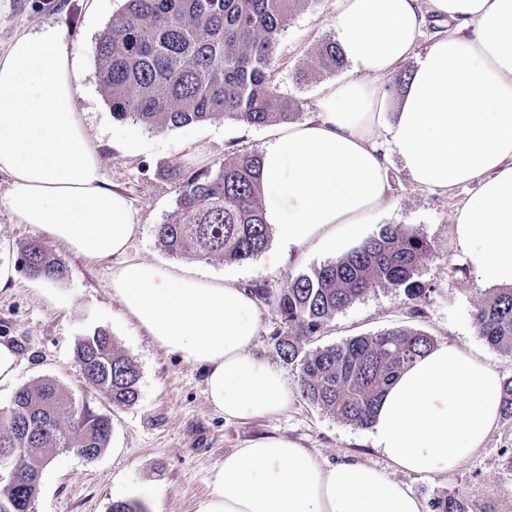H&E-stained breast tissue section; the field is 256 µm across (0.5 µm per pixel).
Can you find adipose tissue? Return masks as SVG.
Listing matches in <instances>:
<instances>
[{"label": "adipose tissue", "mask_w": 512, "mask_h": 512, "mask_svg": "<svg viewBox=\"0 0 512 512\" xmlns=\"http://www.w3.org/2000/svg\"><path fill=\"white\" fill-rule=\"evenodd\" d=\"M420 2L338 0L333 25L349 74L320 89L313 119L278 130L264 148L266 221L289 254L335 249L382 210L395 156L421 187L468 188L453 214L454 249L483 287H512V0ZM432 16L448 34L415 55ZM411 58V78L390 100L379 80ZM81 78L59 25L22 33L0 54V206L98 263L127 250L135 224L78 112ZM110 288L155 344L204 371L225 419L292 403L283 373L252 353L264 310L233 281L128 261ZM500 414L499 371L444 342L376 408L371 436L389 470L328 465L293 439L266 436L225 455L197 512H425L393 472L457 470Z\"/></svg>", "instance_id": "ef3b65f1"}]
</instances>
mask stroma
<instances>
[{"mask_svg":"<svg viewBox=\"0 0 512 512\" xmlns=\"http://www.w3.org/2000/svg\"><path fill=\"white\" fill-rule=\"evenodd\" d=\"M124 0H0V53L18 34L42 24L64 26L82 70L77 104L91 142L112 187L131 203L135 234L124 256L91 263L63 245L44 238L67 267L63 281L45 284L18 270L19 242L33 238L32 229L0 208V265L13 267V278L0 285V342L16 350L20 368L12 382L0 385V411L17 390L39 379L57 380L77 406L108 414L112 436L108 448L88 460L69 451L55 456L43 471L35 512H110L117 500H135L145 512H197L212 489L213 475L224 456L263 436H286L327 463L353 460L386 468L374 448L370 430L347 424L296 397L284 413L247 421L225 420L205 394L200 368L160 349L120 303L109 283L123 261L168 262L154 228L175 208L174 184L167 175L177 165L186 173L215 166L231 152L261 153L275 125H247L233 120L191 124L164 134L113 119L99 92L94 47L101 31L123 7ZM337 0H305L293 13L275 60L278 90L298 104V120L315 113L316 92L336 80L333 72L312 70L320 44L334 38L332 20ZM304 81H297V72ZM389 206L364 237L388 224L401 225L432 243L435 251L416 279L428 295L421 301L402 292L378 289L338 312L316 345L340 343L392 328L425 331L445 341L484 354L502 378H512V355L487 343L475 329L472 313L492 294L451 246L452 216L465 189L440 191L414 183L392 160L388 169ZM332 252L307 250L278 268L253 260L227 264L213 259L192 261V268L230 276L242 287L262 284L282 288L289 277L308 274L335 260ZM108 330L118 348L140 371L138 401L115 407L82 377L74 362L77 341L94 329ZM512 416H501L483 448L459 469L430 477L401 475L400 480L425 504L453 497L467 512H512Z\"/></svg>","mask_w":512,"mask_h":512,"instance_id":"obj_1","label":"stroma"}]
</instances>
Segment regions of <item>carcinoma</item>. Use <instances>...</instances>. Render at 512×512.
Wrapping results in <instances>:
<instances>
[{
	"mask_svg": "<svg viewBox=\"0 0 512 512\" xmlns=\"http://www.w3.org/2000/svg\"><path fill=\"white\" fill-rule=\"evenodd\" d=\"M311 0H125L95 48L99 87L112 117L163 133L194 123L232 119L249 125L287 123L295 103L277 91L273 69L295 7ZM345 65L336 41L321 43L317 71ZM260 156L234 152L200 173L171 169L175 209L157 225L161 248L176 259L245 263L269 246ZM433 255L420 235L387 225L310 274L288 278L277 292L263 285L252 296L276 306L271 336L276 355L298 369L302 397L356 426L372 422L383 391L408 364L435 346L416 329H388L325 347L307 348L336 313L378 288L401 290L409 300L429 293L415 280ZM18 263L31 278L57 283L67 268L36 239L19 243ZM480 336L512 354V287L499 288L473 314ZM74 361L84 378L115 406L139 398L140 373L104 329L81 338ZM112 421L78 410L50 378L20 388L0 412V512H30L48 449L108 448Z\"/></svg>",
	"mask_w": 512,
	"mask_h": 512,
	"instance_id": "1",
	"label": "carcinoma"
}]
</instances>
